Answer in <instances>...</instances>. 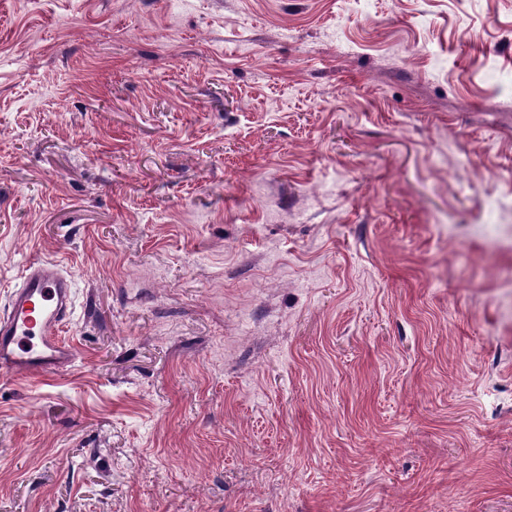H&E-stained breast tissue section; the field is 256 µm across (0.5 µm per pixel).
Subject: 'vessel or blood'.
Returning <instances> with one entry per match:
<instances>
[{
  "label": "vessel or blood",
  "mask_w": 512,
  "mask_h": 512,
  "mask_svg": "<svg viewBox=\"0 0 512 512\" xmlns=\"http://www.w3.org/2000/svg\"><path fill=\"white\" fill-rule=\"evenodd\" d=\"M72 314V282L50 260L31 262L0 315V377L62 373L76 362L60 332Z\"/></svg>",
  "instance_id": "b4317fda"
}]
</instances>
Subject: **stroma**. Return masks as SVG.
Masks as SVG:
<instances>
[{"label": "stroma", "mask_w": 512, "mask_h": 512, "mask_svg": "<svg viewBox=\"0 0 512 512\" xmlns=\"http://www.w3.org/2000/svg\"><path fill=\"white\" fill-rule=\"evenodd\" d=\"M512 0H0V512H512ZM72 303V282L59 263L37 260L26 267L0 317L2 380L62 373L74 366L75 350L59 337Z\"/></svg>", "instance_id": "35a3bbf8"}]
</instances>
